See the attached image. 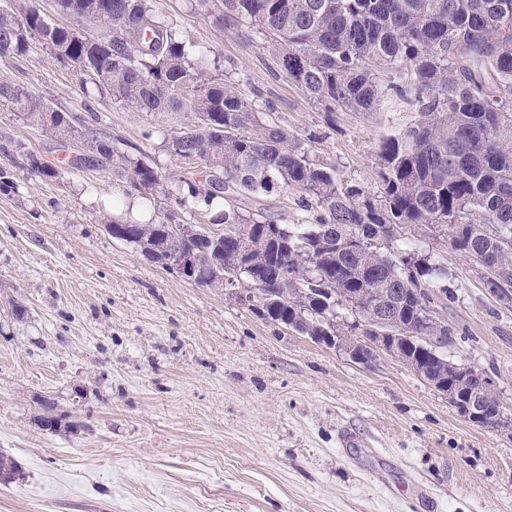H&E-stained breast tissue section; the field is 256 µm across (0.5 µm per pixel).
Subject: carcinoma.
<instances>
[{
	"label": "carcinoma",
	"instance_id": "1",
	"mask_svg": "<svg viewBox=\"0 0 512 512\" xmlns=\"http://www.w3.org/2000/svg\"><path fill=\"white\" fill-rule=\"evenodd\" d=\"M195 10L225 28L265 36L283 47L288 78L329 110L373 112L396 98L414 120L386 137L377 152L382 191L374 195L337 177L336 166L316 157L315 137L290 131L272 112L247 99L238 85L190 59L186 40L162 20L154 0H56L78 22H48L33 5L0 8V50L25 55L39 43L60 65L110 94L114 104L146 117L182 113L163 135L170 153L187 166L178 188H164L158 164L105 139L78 131L71 117L0 80V105L24 114L53 138L72 136L84 152L72 168H109L123 193L156 202L173 199L191 218L224 225L218 242H186L172 213L148 222L121 216L112 238L143 258L157 252L186 259L207 284L211 267L224 281L255 292L258 317L294 329L297 320L336 334L340 298L360 293L349 308L350 330L370 335L367 312L385 306L402 323L420 328V308L448 276L431 255L388 224L446 228L451 248L495 260L486 285L512 298V0H193ZM399 73L382 84L377 70ZM300 193V218L283 224L262 204L275 190ZM222 210L212 214V204ZM478 214L473 223L469 216ZM279 234L284 251L269 237ZM264 268L267 285L251 283L237 263L239 242ZM312 293L302 302L292 293Z\"/></svg>",
	"mask_w": 512,
	"mask_h": 512
}]
</instances>
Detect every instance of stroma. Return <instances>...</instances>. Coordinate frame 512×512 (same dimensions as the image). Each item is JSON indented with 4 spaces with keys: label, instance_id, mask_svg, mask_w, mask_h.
Listing matches in <instances>:
<instances>
[{
    "label": "stroma",
    "instance_id": "35a3bbf8",
    "mask_svg": "<svg viewBox=\"0 0 512 512\" xmlns=\"http://www.w3.org/2000/svg\"><path fill=\"white\" fill-rule=\"evenodd\" d=\"M156 6L213 73L317 134L341 178L379 191L378 145L410 113L327 112L263 36L242 39L191 0ZM1 79L136 145L178 184L182 162L144 135L169 116L149 122L83 89L39 47L0 53ZM76 149L0 106V451L23 474L0 485V512H512V428L463 418L398 359L353 362L144 259L106 230L105 213L141 203L111 170L51 181L28 164ZM407 235L448 271L432 309L451 354L488 373L512 416V300L489 293L446 229ZM46 402L64 428L35 424Z\"/></svg>",
    "mask_w": 512,
    "mask_h": 512
}]
</instances>
